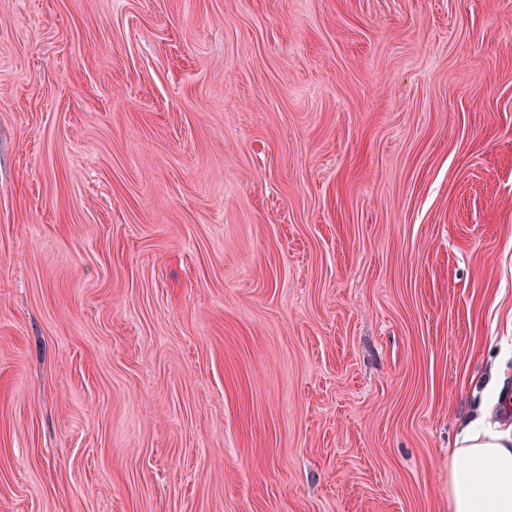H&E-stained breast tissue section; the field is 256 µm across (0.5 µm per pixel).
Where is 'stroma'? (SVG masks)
Masks as SVG:
<instances>
[{
    "label": "stroma",
    "mask_w": 512,
    "mask_h": 512,
    "mask_svg": "<svg viewBox=\"0 0 512 512\" xmlns=\"http://www.w3.org/2000/svg\"><path fill=\"white\" fill-rule=\"evenodd\" d=\"M506 345L512 0H0V512H448Z\"/></svg>",
    "instance_id": "stroma-1"
}]
</instances>
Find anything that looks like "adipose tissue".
<instances>
[{
    "label": "adipose tissue",
    "instance_id": "obj_1",
    "mask_svg": "<svg viewBox=\"0 0 512 512\" xmlns=\"http://www.w3.org/2000/svg\"><path fill=\"white\" fill-rule=\"evenodd\" d=\"M448 512H512V425L480 416L448 451Z\"/></svg>",
    "mask_w": 512,
    "mask_h": 512
}]
</instances>
